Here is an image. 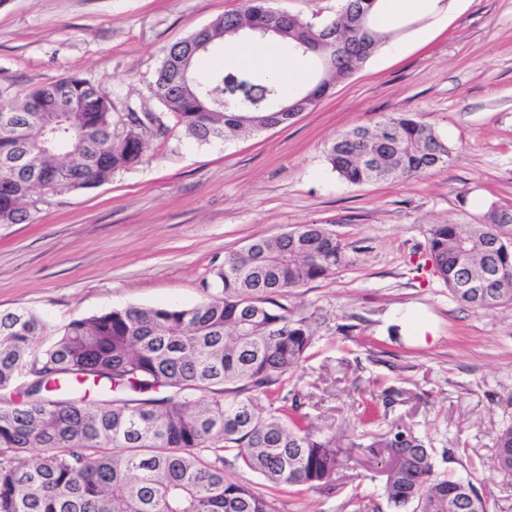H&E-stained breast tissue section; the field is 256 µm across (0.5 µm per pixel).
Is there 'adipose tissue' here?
Here are the masks:
<instances>
[{"instance_id": "1", "label": "adipose tissue", "mask_w": 512, "mask_h": 512, "mask_svg": "<svg viewBox=\"0 0 512 512\" xmlns=\"http://www.w3.org/2000/svg\"><path fill=\"white\" fill-rule=\"evenodd\" d=\"M225 67L257 68L264 75L277 80L284 97L305 92L301 75L306 68L303 58L288 52L275 38L244 44L238 41L224 46Z\"/></svg>"}]
</instances>
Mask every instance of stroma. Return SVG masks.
Wrapping results in <instances>:
<instances>
[{
  "label": "stroma",
  "instance_id": "stroma-1",
  "mask_svg": "<svg viewBox=\"0 0 512 512\" xmlns=\"http://www.w3.org/2000/svg\"><path fill=\"white\" fill-rule=\"evenodd\" d=\"M241 0H8L0 7V100L76 74L112 97V127L149 112L141 163L112 180L42 196L25 222L0 224V311L26 309L42 345L75 319L110 308L194 306L225 256L250 240L321 224L352 262L282 298L313 319L309 359L284 391L343 455L333 493H276L278 512H390L383 459L361 449L398 425L430 436L439 470L500 496L495 438L512 423V306L474 309L434 273L433 224H475L512 206V0H438L432 14L386 23L382 46L290 125L201 143L148 91L165 50L236 11ZM406 113L452 150L447 166L402 181L355 185L331 170L339 135ZM437 326L406 343L395 313ZM349 333H342V326ZM395 388L392 405L371 394Z\"/></svg>",
  "mask_w": 512,
  "mask_h": 512
}]
</instances>
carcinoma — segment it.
I'll list each match as a JSON object with an SVG mask.
<instances>
[{
    "mask_svg": "<svg viewBox=\"0 0 512 512\" xmlns=\"http://www.w3.org/2000/svg\"><path fill=\"white\" fill-rule=\"evenodd\" d=\"M370 0H344L321 37L341 34L346 50L328 79L294 98L314 107L371 54L354 24ZM280 21L266 0L215 19L167 48L149 83L151 96L199 142L258 133L290 122L273 111L275 82L246 68L197 77L200 39H237L235 31ZM288 32L314 40L288 15ZM145 125L127 119L112 131V100L79 76L30 86L0 103V224H19L38 188L3 160L39 159L43 193L66 194L109 181L141 161ZM452 152L434 130L396 113L376 127L336 138L326 160L351 184L401 181L443 167ZM512 207L491 206L477 224H434L426 250L457 300L476 309L512 305V247L502 229ZM351 261L322 224L258 237L212 271L215 294L192 307L111 309L69 322L40 348L42 320L0 312V512H277L274 500L224 473V456L274 489H335L340 452L333 439L298 423L299 395L283 381L308 359L315 331L276 300L336 274ZM88 386L89 401L79 395ZM364 452L391 459L385 497L394 512H448L467 492L469 512L493 504L469 480L436 466L430 440L399 427ZM497 469L512 470V425L496 438Z\"/></svg>",
    "mask_w": 512,
    "mask_h": 512,
    "instance_id": "1",
    "label": "carcinoma"
}]
</instances>
